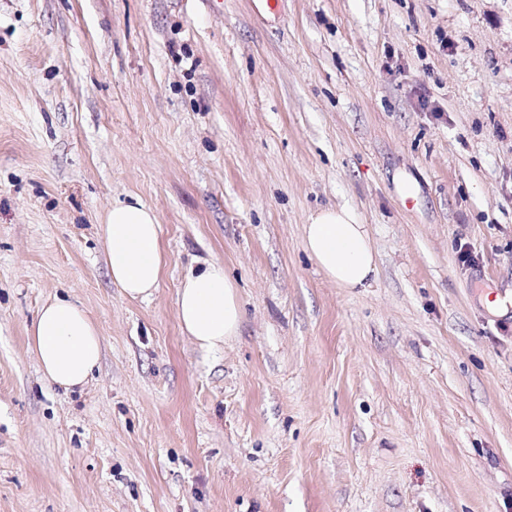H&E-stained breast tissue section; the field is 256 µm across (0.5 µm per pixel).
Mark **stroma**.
I'll use <instances>...</instances> for the list:
<instances>
[{
  "instance_id": "1",
  "label": "stroma",
  "mask_w": 512,
  "mask_h": 512,
  "mask_svg": "<svg viewBox=\"0 0 512 512\" xmlns=\"http://www.w3.org/2000/svg\"><path fill=\"white\" fill-rule=\"evenodd\" d=\"M134 196L146 301L101 231ZM328 206L371 288L306 251ZM212 261L217 355L176 313ZM54 297L80 393L28 349ZM0 512H512V0H0ZM103 234L112 283L126 297L150 299L165 267L161 224L153 210L138 199L112 206ZM305 249L339 288H370L377 261L365 224L347 207L322 208L303 226ZM177 317L183 332L205 353H217L238 336L241 307L237 288L224 267L208 263L186 276L177 292ZM29 345L43 377L65 392H82L98 368L102 341L88 313L76 303L54 298L39 309Z\"/></svg>"
}]
</instances>
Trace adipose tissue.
I'll use <instances>...</instances> for the list:
<instances>
[{"mask_svg": "<svg viewBox=\"0 0 512 512\" xmlns=\"http://www.w3.org/2000/svg\"><path fill=\"white\" fill-rule=\"evenodd\" d=\"M113 284L132 299H150L165 267L162 230L153 210L135 200L113 206L103 226ZM303 242L324 276L337 287L366 289L377 272L368 231L346 207H326L303 226ZM183 332L205 353L223 350L238 336L241 307L237 288L220 264L186 276L177 292ZM29 345L43 377L65 392L83 391L98 368L102 341L88 313L76 303L52 299L39 309Z\"/></svg>", "mask_w": 512, "mask_h": 512, "instance_id": "ef3b65f1", "label": "adipose tissue"}]
</instances>
